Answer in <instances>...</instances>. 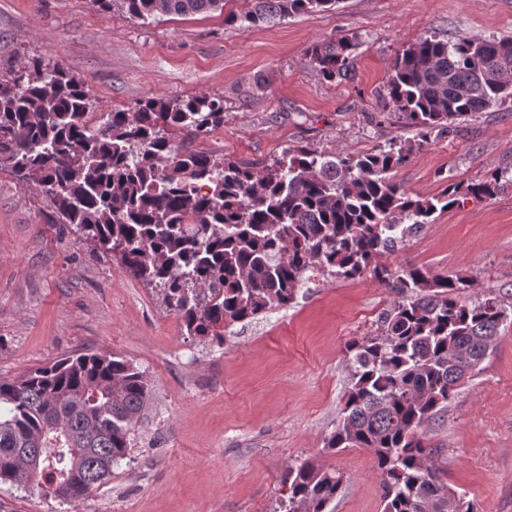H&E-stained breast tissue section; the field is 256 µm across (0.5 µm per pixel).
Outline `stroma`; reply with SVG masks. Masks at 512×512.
<instances>
[{"mask_svg": "<svg viewBox=\"0 0 512 512\" xmlns=\"http://www.w3.org/2000/svg\"><path fill=\"white\" fill-rule=\"evenodd\" d=\"M244 7L227 0L220 12L145 23L92 0H0V75L53 58L101 112L222 96L224 125L203 148L260 167L292 146L358 155L412 137L379 99L396 54L423 33L512 38V0H338L261 27L225 23ZM344 36L359 42L354 77L323 80L306 51ZM510 162L507 102L432 134L394 179L433 197ZM50 212L45 196L0 172V378L114 353L144 372L150 400L108 484L72 503L0 484V512H277L281 476L303 460L343 473L335 512H383L373 454L325 439L350 383L346 346L374 334L389 289L320 278L290 307L227 326L217 344L187 335L158 289L50 223ZM387 262L471 277L463 300L490 292L512 304V191L434 214ZM426 438L442 483L478 512H512V319Z\"/></svg>", "mask_w": 512, "mask_h": 512, "instance_id": "obj_1", "label": "stroma"}]
</instances>
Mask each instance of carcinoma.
<instances>
[{"label": "carcinoma", "instance_id": "1", "mask_svg": "<svg viewBox=\"0 0 512 512\" xmlns=\"http://www.w3.org/2000/svg\"><path fill=\"white\" fill-rule=\"evenodd\" d=\"M92 2L143 22L224 9V0ZM250 2L225 21L262 26L338 0ZM357 49L340 37L306 57L324 79L342 80ZM22 71L0 77V171L45 195L54 223L158 289L188 335L220 345L225 326L290 306L318 275L390 289L377 333L346 347L351 383L325 447L373 453L383 512H475L428 464L426 429L480 372L512 311L496 297L459 301L467 276L392 268L382 258L458 196L512 189V163L431 198L412 196L393 176L433 132L512 100V39L420 36L397 54L381 97L413 138L361 155L288 147L260 169L195 146L224 125L222 97L145 98L96 124L81 78L46 58ZM149 397L144 373L113 353H78L0 379V483L87 498L129 455ZM282 483L285 512H333L344 476L305 460L288 465Z\"/></svg>", "mask_w": 512, "mask_h": 512}]
</instances>
